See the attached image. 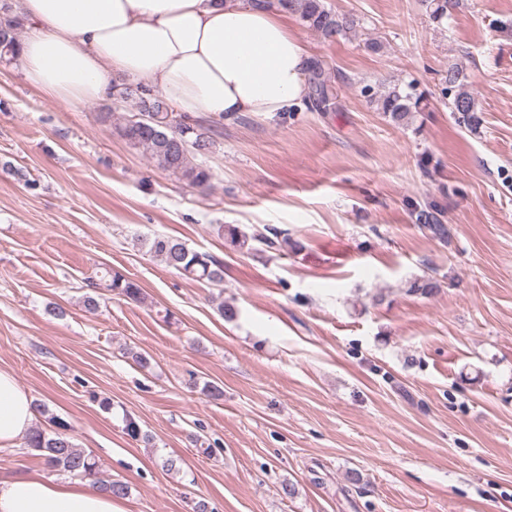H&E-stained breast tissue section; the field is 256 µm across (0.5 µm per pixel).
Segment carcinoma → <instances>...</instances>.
Here are the masks:
<instances>
[{
    "label": "carcinoma",
    "mask_w": 512,
    "mask_h": 512,
    "mask_svg": "<svg viewBox=\"0 0 512 512\" xmlns=\"http://www.w3.org/2000/svg\"><path fill=\"white\" fill-rule=\"evenodd\" d=\"M255 5L266 9H283L296 15L310 29L323 39L333 41L344 36L357 26L352 15L325 7L323 0H253ZM20 18L13 13L8 4L0 6V56L12 59L18 57ZM313 80V101L315 107L327 111L330 95L323 78L321 63L311 66ZM447 93L452 95V111L459 114V120L468 128L475 130L482 122L477 109L476 99L471 92L472 82L464 70L456 64L448 67L444 78ZM363 93L369 98H378L380 109L395 123H401L413 112L420 109L423 95L409 85L405 89L397 86L383 94H377L374 87L366 85ZM135 100L137 112L115 126L117 134L130 145L142 150L157 169L187 182L189 185L205 190L211 181L210 171L202 164L200 157L209 151L212 142L206 133L183 116L180 121L170 118L164 101L153 92L141 86L133 87L122 83L117 86L114 95L116 107L128 100ZM416 221L425 225L431 233L444 239L449 230L438 218L435 207L428 205L416 211ZM221 235L233 247L243 248L250 241H257L272 249L276 241L262 234L247 235L233 224L219 227ZM141 247L166 267L173 269L188 279L220 283L223 281V266L212 255L192 250L180 240L158 234L152 238L140 240ZM103 287L113 294L132 301L141 299L140 286L119 272H108L102 278ZM54 431L32 430L26 439L27 446L39 452L47 465L55 471L75 478L96 476L99 464L94 456L77 448L67 434V425L60 419L53 420Z\"/></svg>",
    "instance_id": "cac0c4a2"
}]
</instances>
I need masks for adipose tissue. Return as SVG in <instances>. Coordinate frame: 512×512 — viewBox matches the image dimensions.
<instances>
[{
  "label": "adipose tissue",
  "instance_id": "obj_1",
  "mask_svg": "<svg viewBox=\"0 0 512 512\" xmlns=\"http://www.w3.org/2000/svg\"><path fill=\"white\" fill-rule=\"evenodd\" d=\"M24 76L71 104L111 99L119 79L161 88L192 118L292 111L308 95L309 55L287 12L249 0H21ZM36 420L32 398L0 368V450ZM0 512H126L90 481L0 479Z\"/></svg>",
  "mask_w": 512,
  "mask_h": 512
}]
</instances>
